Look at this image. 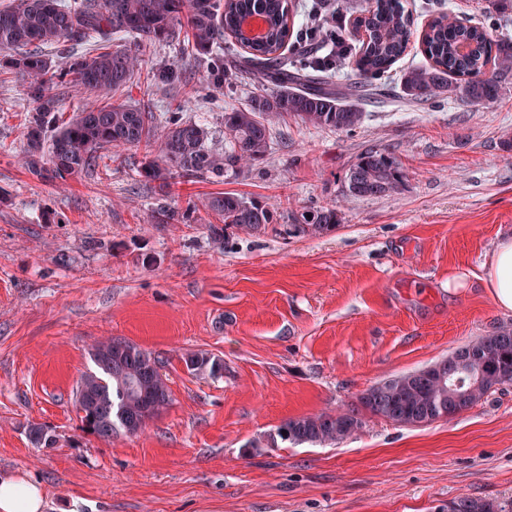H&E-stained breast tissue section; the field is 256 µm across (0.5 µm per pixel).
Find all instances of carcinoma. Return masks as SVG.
<instances>
[{
  "instance_id": "1",
  "label": "carcinoma",
  "mask_w": 512,
  "mask_h": 512,
  "mask_svg": "<svg viewBox=\"0 0 512 512\" xmlns=\"http://www.w3.org/2000/svg\"><path fill=\"white\" fill-rule=\"evenodd\" d=\"M294 13L291 0H17L0 9V52L15 51L3 73L20 75L35 103L24 120L23 166L38 180L65 181L95 165L104 151L143 144L154 157L140 162V175L169 191L176 177L222 176L226 166L261 161L270 147V114L336 131L356 129L363 114L348 99L365 96L372 81L405 54L414 36L403 0H373L361 11L357 19L368 39L356 55L347 43L349 31L338 27L336 34L322 40L298 30L293 46L294 55L303 58L299 68L288 64L282 53L283 31ZM248 17L263 18L268 31L247 46L240 66L255 72L261 85L272 84L278 91L255 93L248 108L224 113L228 150L222 154L207 148L209 132L196 122L172 116L159 134L153 113L109 101L86 106L65 120L56 112V100L47 95L51 86L61 84L99 96L121 92L137 78L140 59L114 44L116 36H129L147 47L170 43L182 31L177 59L210 56L212 85L220 92L224 36L243 44L238 32ZM60 41L91 43L94 54L71 57L58 66L41 46ZM463 44L467 51L462 53L458 47ZM421 52L429 64L402 76L403 92L413 101L452 92L472 104L489 105L512 78L511 37L493 36L482 26L448 24L443 14L433 17ZM332 65L337 70L354 66L356 81L336 88ZM402 180L403 172L391 156L370 150L348 170L345 192L350 197L378 196L395 190ZM203 207L221 223L213 227L216 235L230 227L256 231L274 223L267 205L231 192L209 199ZM196 210L194 203L181 213L160 206L149 213L148 222L186 223ZM293 222L328 230L339 217L334 207L316 206L293 217ZM90 354L96 370L84 373L74 391L84 430L100 439L119 432L133 436L167 409L170 391L151 353L110 338L92 346ZM183 361L193 375H216L223 369L204 352H190ZM504 386H512V325L497 328L427 368L370 387L343 412L290 418L277 434L295 444H335L361 428L364 410L402 425L427 424L454 417ZM25 433L36 448H50L55 442L38 423L27 424ZM451 512H512V499L460 497L452 500Z\"/></svg>"
}]
</instances>
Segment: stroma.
Segmentation results:
<instances>
[{"label":"stroma","mask_w":512,"mask_h":512,"mask_svg":"<svg viewBox=\"0 0 512 512\" xmlns=\"http://www.w3.org/2000/svg\"><path fill=\"white\" fill-rule=\"evenodd\" d=\"M415 31L438 13L493 33L512 17L490 0H404ZM168 45L140 49L144 77L115 99L205 123L223 152L224 113L257 82L241 69L223 91L198 57L172 84L146 75ZM418 43L381 94L360 100L351 132L285 117L263 161L162 194L135 173L144 148L104 152L81 177L42 182L21 163L24 81L0 74V473L46 489V512H448L459 497H512V386L450 419L403 426L370 413L334 445L278 439L289 418L336 413L368 388L426 368L503 324L484 285L495 244L512 235V80L500 101L452 94L415 104L399 76L424 64ZM393 156L394 192L353 198L349 168L366 151ZM233 192L272 206L256 232H211L213 215L151 224V208ZM335 206L326 232L293 226ZM463 286L452 290L449 277ZM118 338L161 362L171 403L135 436L81 428L77 380L90 350ZM220 360L189 374L184 353ZM56 436L36 448L24 428Z\"/></svg>","instance_id":"stroma-1"}]
</instances>
